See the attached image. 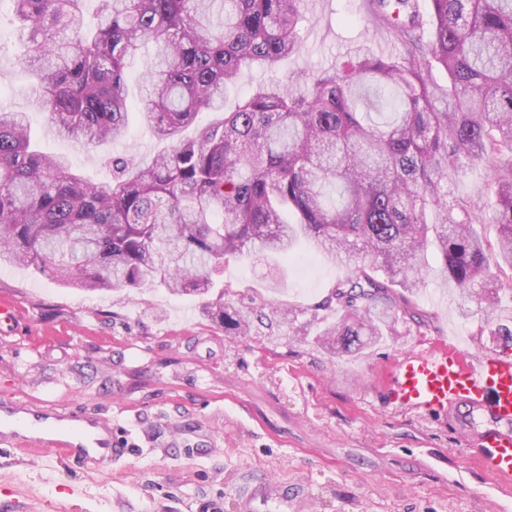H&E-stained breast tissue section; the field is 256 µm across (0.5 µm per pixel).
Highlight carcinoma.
<instances>
[{"label":"carcinoma","instance_id":"cac0c4a2","mask_svg":"<svg viewBox=\"0 0 512 512\" xmlns=\"http://www.w3.org/2000/svg\"><path fill=\"white\" fill-rule=\"evenodd\" d=\"M0 31L57 135L80 149L130 131L128 60L155 46L143 73L146 118L168 144L150 161L112 156V180L86 179L71 157L34 140L24 112L0 111V267L32 269L86 291H132L153 281L206 302L226 336L292 324L265 298L237 307L217 282L246 253L286 257L302 239L353 276L317 305L313 342L351 356L403 323L428 327L409 292L428 251L471 304L494 309L512 285V0H430L431 32L414 0H373L399 58L358 49L330 69L263 81L226 108L244 68L270 72L300 47L303 0H6ZM448 76L438 110L428 75ZM388 92L391 118L364 90ZM202 112L224 118L181 132ZM490 173L480 204L448 201L463 167ZM497 230L491 243L485 225ZM404 291H395V286ZM512 342V324L487 322Z\"/></svg>","mask_w":512,"mask_h":512}]
</instances>
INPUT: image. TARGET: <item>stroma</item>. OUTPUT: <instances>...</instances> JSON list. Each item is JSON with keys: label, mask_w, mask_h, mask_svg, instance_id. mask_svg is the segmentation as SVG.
I'll list each match as a JSON object with an SVG mask.
<instances>
[{"label": "stroma", "mask_w": 512, "mask_h": 512, "mask_svg": "<svg viewBox=\"0 0 512 512\" xmlns=\"http://www.w3.org/2000/svg\"><path fill=\"white\" fill-rule=\"evenodd\" d=\"M362 2L304 0L301 45L276 76L335 66L360 47L403 54ZM16 49L0 34V106L27 113L47 150L97 181L111 175L105 154L158 151L135 81L126 140L81 151L57 137ZM352 271L305 242L287 258L231 260L223 280L234 304L272 298L297 310L299 326L228 336L198 297L149 283L89 293L0 268V296L21 314L18 333L0 337V403L102 412L130 444L99 472L0 444V512H239V488L267 479L303 487L307 498H273L258 512H512V487L480 472L448 419L385 403L392 360L420 341L444 333L499 351L480 332L483 317H461L460 289L435 264L412 297L430 329L384 339L354 360L331 357L305 335L316 330L315 306Z\"/></svg>", "instance_id": "stroma-1"}]
</instances>
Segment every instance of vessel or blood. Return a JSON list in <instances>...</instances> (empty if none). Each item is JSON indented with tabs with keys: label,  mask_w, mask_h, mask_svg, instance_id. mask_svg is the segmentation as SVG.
Returning a JSON list of instances; mask_svg holds the SVG:
<instances>
[{
	"label": "vessel or blood",
	"mask_w": 512,
	"mask_h": 512,
	"mask_svg": "<svg viewBox=\"0 0 512 512\" xmlns=\"http://www.w3.org/2000/svg\"><path fill=\"white\" fill-rule=\"evenodd\" d=\"M389 404L450 418L467 444L480 450L478 464L501 486L512 485V357L489 354L439 336L425 347L403 351L394 360L387 391ZM68 431L28 441L18 432L4 431L0 442L36 448L67 457L85 454L89 427L106 431L104 448L116 445L104 418L88 420L68 410Z\"/></svg>",
	"instance_id": "obj_1"
}]
</instances>
